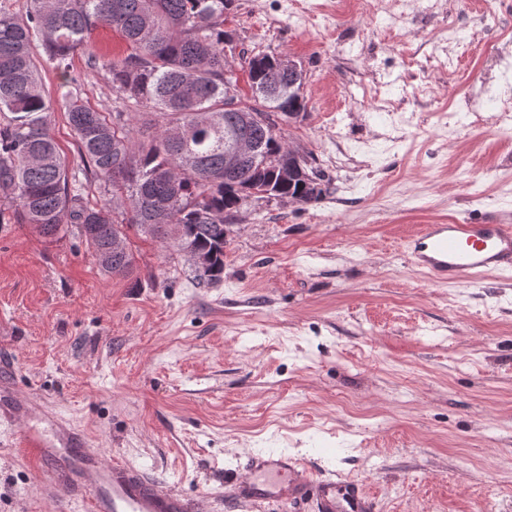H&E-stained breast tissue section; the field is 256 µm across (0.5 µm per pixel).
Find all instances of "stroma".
Returning a JSON list of instances; mask_svg holds the SVG:
<instances>
[{
	"mask_svg": "<svg viewBox=\"0 0 512 512\" xmlns=\"http://www.w3.org/2000/svg\"><path fill=\"white\" fill-rule=\"evenodd\" d=\"M225 27L304 69L307 117L278 133L323 194L245 205L209 286L172 244L131 236L135 268L111 276L77 229L0 209V367L30 426L51 433L46 406L218 510L262 451L362 483L377 512H512V272L445 283L403 249L452 218L512 224V139L465 105L512 83V0H235ZM126 51L103 26L73 55L83 104L128 112L88 67ZM18 430L0 414V512H82Z\"/></svg>",
	"mask_w": 512,
	"mask_h": 512,
	"instance_id": "obj_1",
	"label": "stroma"
}]
</instances>
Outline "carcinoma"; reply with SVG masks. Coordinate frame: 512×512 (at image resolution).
Segmentation results:
<instances>
[{
	"instance_id": "obj_1",
	"label": "carcinoma",
	"mask_w": 512,
	"mask_h": 512,
	"mask_svg": "<svg viewBox=\"0 0 512 512\" xmlns=\"http://www.w3.org/2000/svg\"><path fill=\"white\" fill-rule=\"evenodd\" d=\"M234 0H30L27 20L0 9V198L18 224L42 225L45 236L64 231L65 224H95L82 236L99 254L116 234L134 229L163 239L166 225L177 224L181 240L215 253L205 269H194L200 284L224 279V227L238 213L240 193L265 188L281 198L307 204L322 195L321 175L307 186L284 185L264 164L282 144L274 130L251 132L258 159L224 175L225 129H235L238 113L225 111L224 15ZM121 34L129 52L112 60L91 56L89 65L109 74L112 89L155 112L139 125L110 120L80 103L78 77L71 56L99 27ZM40 38L44 54L59 71V102L65 109L84 171L112 184V193H127L132 205L126 217L116 215L111 201L90 207L81 185L69 179L65 159L49 131L53 104L42 91L31 53ZM253 103L246 112H304L300 87H288L269 55L249 62ZM190 124L196 134L184 141L165 135L168 127ZM131 252L116 257L103 270L127 276L133 272Z\"/></svg>"
}]
</instances>
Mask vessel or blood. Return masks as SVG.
Segmentation results:
<instances>
[{"mask_svg": "<svg viewBox=\"0 0 512 512\" xmlns=\"http://www.w3.org/2000/svg\"><path fill=\"white\" fill-rule=\"evenodd\" d=\"M408 259L437 280L473 281L490 271L512 270L511 224H427L406 246ZM14 380L0 377V407L15 419L27 409L14 403ZM52 425L61 448L70 452L71 467L46 473L45 480L60 498L82 499L85 512H208V496L168 487L158 477L119 457L90 449L86 436L61 419ZM14 445L32 460L50 453L45 439L20 428ZM228 507L288 505L308 501L312 512H375V500L353 481L317 475L285 453L251 455L241 473L226 476Z\"/></svg>", "mask_w": 512, "mask_h": 512, "instance_id": "b4317fda", "label": "vessel or blood"}]
</instances>
